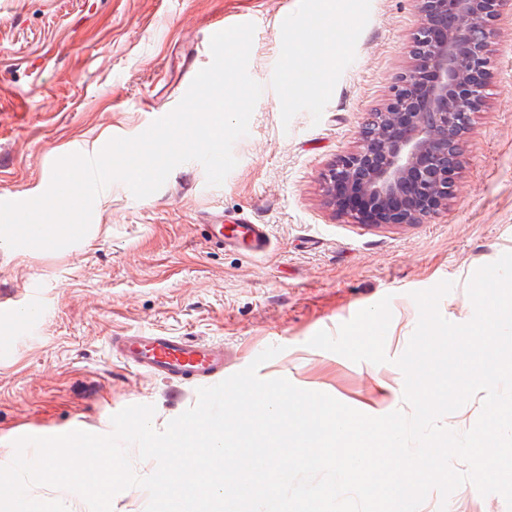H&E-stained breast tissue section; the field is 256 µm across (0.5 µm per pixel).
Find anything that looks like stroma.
I'll return each instance as SVG.
<instances>
[{
  "mask_svg": "<svg viewBox=\"0 0 512 512\" xmlns=\"http://www.w3.org/2000/svg\"><path fill=\"white\" fill-rule=\"evenodd\" d=\"M320 0H0V198L43 194L55 162L94 143L134 137L169 114L192 72L210 65L208 36L249 19V75L263 92L236 167L219 186L203 166H176L138 199L113 182L93 206L96 236L74 249L0 250V291L36 292L39 314L0 339V467L20 437L73 430L107 435L129 405H151L161 431L193 407L198 386L135 370L113 337L155 330L224 348L233 375L267 347L263 379L284 377L370 416L408 411L394 361L419 319L412 294L448 280L439 303L455 324L474 308V272L512 252V11L492 39L489 102L463 141L465 167L447 209L423 224L374 226L323 205L322 174L357 140L409 59L416 0H342L340 51L320 96L277 97L286 41ZM266 225L269 248L215 246L208 227ZM389 298L387 363H355L310 347L321 330ZM420 512H511L498 494L465 483Z\"/></svg>",
  "mask_w": 512,
  "mask_h": 512,
  "instance_id": "obj_1",
  "label": "stroma"
}]
</instances>
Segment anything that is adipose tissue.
<instances>
[{
  "mask_svg": "<svg viewBox=\"0 0 512 512\" xmlns=\"http://www.w3.org/2000/svg\"><path fill=\"white\" fill-rule=\"evenodd\" d=\"M333 3L334 0H324V19L312 20L315 38L285 54L284 77L289 86L311 95L328 90L327 60L339 49V36L335 24L331 22L336 14Z\"/></svg>",
  "mask_w": 512,
  "mask_h": 512,
  "instance_id": "ef3b65f1",
  "label": "adipose tissue"
}]
</instances>
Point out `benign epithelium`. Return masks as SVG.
Here are the masks:
<instances>
[{
	"label": "benign epithelium",
	"mask_w": 512,
	"mask_h": 512,
	"mask_svg": "<svg viewBox=\"0 0 512 512\" xmlns=\"http://www.w3.org/2000/svg\"><path fill=\"white\" fill-rule=\"evenodd\" d=\"M505 0H418L420 50L366 113L370 135L323 174L324 205L360 224H423L442 209L464 166L462 139L484 107L490 39ZM433 80H426L428 74Z\"/></svg>",
	"instance_id": "benign-epithelium-1"
}]
</instances>
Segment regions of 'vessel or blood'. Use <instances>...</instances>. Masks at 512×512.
<instances>
[{"instance_id": "vessel-or-blood-1", "label": "vessel or blood", "mask_w": 512, "mask_h": 512, "mask_svg": "<svg viewBox=\"0 0 512 512\" xmlns=\"http://www.w3.org/2000/svg\"><path fill=\"white\" fill-rule=\"evenodd\" d=\"M209 232L219 243L228 236L244 241L254 253L264 252L268 245V235L261 224H237L229 230L213 224ZM113 348L128 365L166 380H213L224 373L223 348L201 344L186 336H171L163 331L146 336H118L113 340Z\"/></svg>"}]
</instances>
